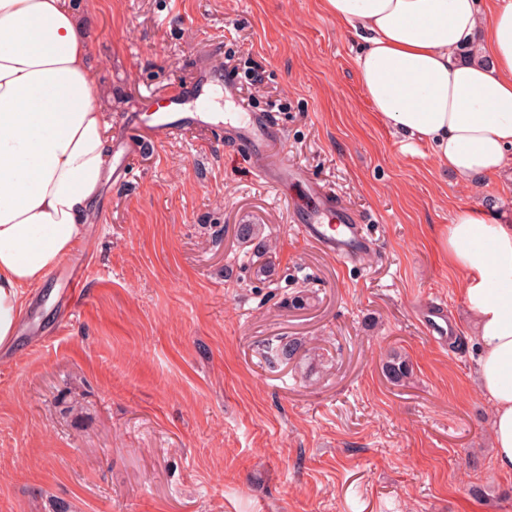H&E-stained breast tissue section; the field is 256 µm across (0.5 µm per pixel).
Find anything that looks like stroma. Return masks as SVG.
Here are the masks:
<instances>
[{
    "instance_id": "obj_1",
    "label": "stroma",
    "mask_w": 512,
    "mask_h": 512,
    "mask_svg": "<svg viewBox=\"0 0 512 512\" xmlns=\"http://www.w3.org/2000/svg\"><path fill=\"white\" fill-rule=\"evenodd\" d=\"M76 9L134 177L107 181L68 256L84 308L61 321L47 275L0 348V512H512L442 246L462 207L512 224V178L462 181L403 150L359 84L355 29L322 0ZM201 64L272 114L273 159L368 216L370 251L342 262L304 240V187L257 178L230 132L136 146L127 114ZM282 340L292 359L268 355Z\"/></svg>"
}]
</instances>
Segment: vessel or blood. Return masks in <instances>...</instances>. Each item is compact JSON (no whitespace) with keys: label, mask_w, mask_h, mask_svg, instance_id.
<instances>
[{"label":"vessel or blood","mask_w":512,"mask_h":512,"mask_svg":"<svg viewBox=\"0 0 512 512\" xmlns=\"http://www.w3.org/2000/svg\"><path fill=\"white\" fill-rule=\"evenodd\" d=\"M146 128L156 140L190 129L229 128L240 143L261 158L266 157L276 137L270 114L250 111L241 102L234 73L227 71L217 77L203 67L189 86L173 92L150 112ZM258 173L276 188L305 184L307 202L299 213V229L307 239L342 260L355 258L366 250L361 218L340 205L331 191L307 181L299 167L264 164ZM61 275L65 281V305L76 308L84 296V273L81 268L67 265Z\"/></svg>","instance_id":"1"}]
</instances>
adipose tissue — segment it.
<instances>
[{"label": "adipose tissue", "mask_w": 512, "mask_h": 512, "mask_svg": "<svg viewBox=\"0 0 512 512\" xmlns=\"http://www.w3.org/2000/svg\"><path fill=\"white\" fill-rule=\"evenodd\" d=\"M353 25L366 96L407 147L462 179L512 164V0H325ZM473 46L469 57L462 47ZM99 72L68 0H0V346L29 290L82 240L112 164ZM492 407L495 466L512 472V224L458 209L443 240Z\"/></svg>", "instance_id": "adipose-tissue-1"}]
</instances>
